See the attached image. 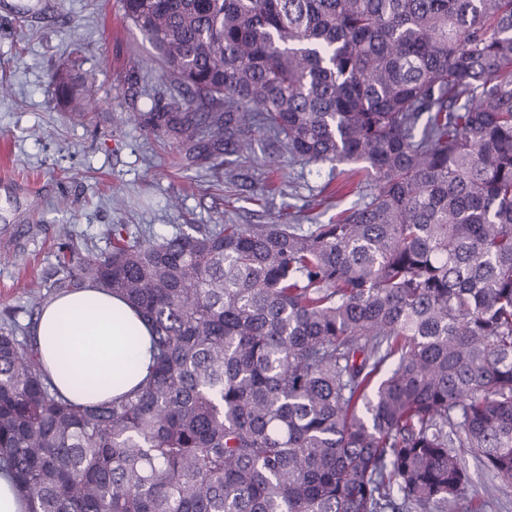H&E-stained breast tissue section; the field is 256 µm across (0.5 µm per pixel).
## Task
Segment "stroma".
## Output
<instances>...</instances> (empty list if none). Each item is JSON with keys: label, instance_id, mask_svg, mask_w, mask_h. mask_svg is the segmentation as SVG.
<instances>
[{"label": "stroma", "instance_id": "stroma-1", "mask_svg": "<svg viewBox=\"0 0 512 512\" xmlns=\"http://www.w3.org/2000/svg\"><path fill=\"white\" fill-rule=\"evenodd\" d=\"M152 53L121 0H0V79L13 89L0 97V316L28 322L61 242L105 248L114 224L159 238L180 224H262L268 210L302 208L335 178L330 165L269 154L260 137L250 157L225 156L217 173L146 123L123 122L170 109ZM74 62L100 86L84 114L50 86ZM265 165L286 182L270 204L257 182ZM469 473L453 512H512V486L492 496V475Z\"/></svg>", "mask_w": 512, "mask_h": 512}]
</instances>
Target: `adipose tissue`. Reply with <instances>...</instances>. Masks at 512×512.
Instances as JSON below:
<instances>
[{
    "label": "adipose tissue",
    "instance_id": "ef3b65f1",
    "mask_svg": "<svg viewBox=\"0 0 512 512\" xmlns=\"http://www.w3.org/2000/svg\"><path fill=\"white\" fill-rule=\"evenodd\" d=\"M41 362L55 388L77 403L89 397L79 376L98 379L108 399L134 388L150 363L149 333L119 296L90 285L48 301L36 325Z\"/></svg>",
    "mask_w": 512,
    "mask_h": 512
}]
</instances>
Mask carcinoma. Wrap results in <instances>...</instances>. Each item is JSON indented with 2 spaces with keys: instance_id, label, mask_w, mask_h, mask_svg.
Masks as SVG:
<instances>
[{
  "instance_id": "1",
  "label": "carcinoma",
  "mask_w": 512,
  "mask_h": 512,
  "mask_svg": "<svg viewBox=\"0 0 512 512\" xmlns=\"http://www.w3.org/2000/svg\"><path fill=\"white\" fill-rule=\"evenodd\" d=\"M177 89L152 130L264 136L371 182L334 224H189L59 246L150 331L133 391L75 405L0 325V469L28 512H449L512 484V0H122ZM53 91L95 96L67 71ZM469 465L470 482L449 512H512V486L503 487L495 497H490L488 489L499 485V481L486 470L473 465L471 460Z\"/></svg>"
}]
</instances>
